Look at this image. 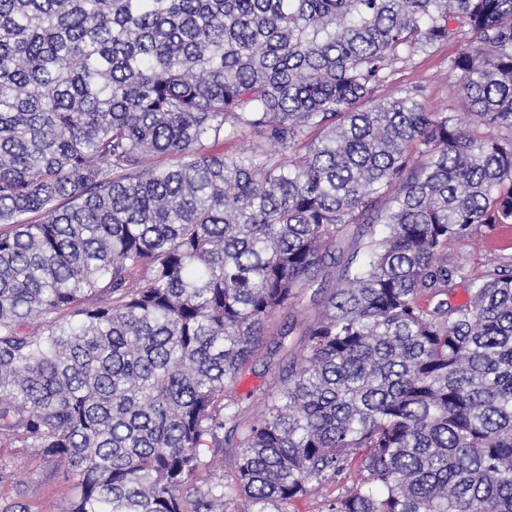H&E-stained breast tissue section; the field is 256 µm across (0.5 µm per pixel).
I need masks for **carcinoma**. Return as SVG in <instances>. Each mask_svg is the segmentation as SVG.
Listing matches in <instances>:
<instances>
[{"label": "carcinoma", "mask_w": 512, "mask_h": 512, "mask_svg": "<svg viewBox=\"0 0 512 512\" xmlns=\"http://www.w3.org/2000/svg\"><path fill=\"white\" fill-rule=\"evenodd\" d=\"M460 35L465 111L357 108ZM495 224L512 0H0V440L63 463L66 512H224L182 495L224 446L254 504L354 466L328 512H512V265L448 260ZM309 289L245 424L225 384Z\"/></svg>", "instance_id": "obj_1"}]
</instances>
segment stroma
Returning <instances> with one entry per match:
<instances>
[{
  "label": "stroma",
  "mask_w": 512,
  "mask_h": 512,
  "mask_svg": "<svg viewBox=\"0 0 512 512\" xmlns=\"http://www.w3.org/2000/svg\"><path fill=\"white\" fill-rule=\"evenodd\" d=\"M469 42L455 38L427 54L414 55L410 61L397 65L388 80L374 92L371 99L361 102V109L372 108L383 100L398 96L407 88L421 92L426 111L458 112L462 100L458 91V76L450 62L466 50ZM465 256L475 273H483L497 264L512 262V224L483 226L472 238L454 243L448 248L449 258ZM318 308L307 301H296L288 308L275 312L267 321L260 352L246 366L236 381L226 384L225 392L238 400L244 421L262 416L279 386V378L290 361L289 354L276 347L280 329L292 327V340H300L302 332L313 322ZM209 468L212 479H223L231 493L227 499L233 512H251L253 505L235 491L237 448H214ZM0 510L12 504L22 505L25 512H66L75 492V481L63 464L41 455L32 448L0 446ZM355 473H343L310 484L307 493L286 504H269L265 512H327L333 499L351 487Z\"/></svg>",
  "instance_id": "stroma-1"
}]
</instances>
